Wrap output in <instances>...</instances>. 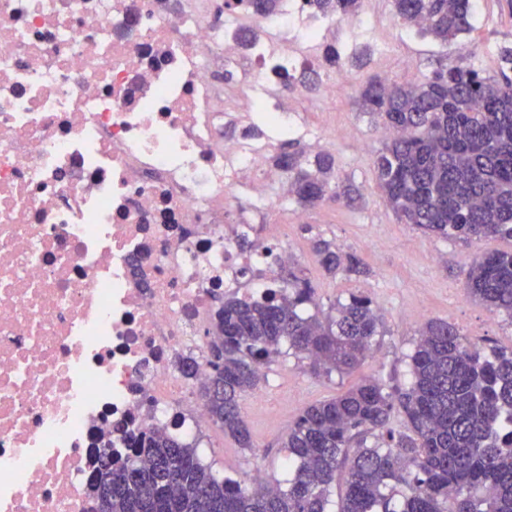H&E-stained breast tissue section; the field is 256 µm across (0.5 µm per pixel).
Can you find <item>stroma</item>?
<instances>
[{
    "label": "stroma",
    "instance_id": "1",
    "mask_svg": "<svg viewBox=\"0 0 512 512\" xmlns=\"http://www.w3.org/2000/svg\"><path fill=\"white\" fill-rule=\"evenodd\" d=\"M358 14L367 18V25L353 29L336 21V42L348 55L370 48V65L350 70L349 82L336 94L288 90L283 97L306 127L301 143L309 153L324 149L332 154L337 178L358 186L363 200L353 206L327 204L302 211L283 184L276 210L257 214L251 235L263 241L276 237L288 245L295 269L315 289L319 309L353 293L371 297L382 318L380 334L364 363L344 376H315L305 361L291 355L272 364L266 380L241 401L251 448L238 447L212 424L204 427L198 440L200 458L221 477L244 480L259 472L270 483L285 482L288 451L281 442L303 409L336 396L363 377L390 386L409 384L407 356L428 321H446L482 347L512 348V320L472 300L464 276L481 253L512 244L491 239L471 245L427 236L414 225L401 223L377 185L374 159L385 141L382 127L366 113L359 97L369 76L418 84L455 61L483 76H496L500 48L512 46V0H474L472 32L445 43L403 25L391 0H361ZM318 236L357 254L368 274L323 275L312 251Z\"/></svg>",
    "mask_w": 512,
    "mask_h": 512
}]
</instances>
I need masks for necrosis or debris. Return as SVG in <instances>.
<instances>
[{
  "label": "necrosis or debris",
  "mask_w": 512,
  "mask_h": 512,
  "mask_svg": "<svg viewBox=\"0 0 512 512\" xmlns=\"http://www.w3.org/2000/svg\"><path fill=\"white\" fill-rule=\"evenodd\" d=\"M248 27L243 52L212 0H0V512H90L106 441L202 429L172 361L253 261L238 201L273 207L283 79L330 30L305 0Z\"/></svg>",
  "instance_id": "obj_1"
}]
</instances>
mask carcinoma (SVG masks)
<instances>
[{
  "instance_id": "carcinoma-1",
  "label": "carcinoma",
  "mask_w": 512,
  "mask_h": 512,
  "mask_svg": "<svg viewBox=\"0 0 512 512\" xmlns=\"http://www.w3.org/2000/svg\"><path fill=\"white\" fill-rule=\"evenodd\" d=\"M321 17H348L360 0H306ZM395 16L446 42L471 30L472 0H393ZM267 15L278 0H224ZM326 66H367L369 52L346 57L323 47ZM499 78L457 63L408 86L370 77L363 105L393 132L375 160L379 188L398 218L443 239L512 241V47L499 51ZM318 88L315 71L288 74V86ZM272 166L288 174V195L306 209L326 201L361 200L352 182L332 181L334 159L307 154L297 139L281 143ZM241 251L275 258L271 246L244 236ZM312 249L322 272L363 275L366 267L321 237ZM468 295L512 321V250L484 253L466 273ZM210 367L198 397L209 420L242 448L252 447L239 399L287 347L329 377L352 372L368 356L381 318L373 301L350 294L326 312L308 279L288 277L260 299L213 296ZM411 384L403 389L363 378L335 397L306 408L283 447L293 469L288 487L246 486L218 479L195 444L168 429L129 435L123 455L107 442L96 475L97 498L110 512H328L330 487L346 469L336 512H512V348H478L446 321H429L408 355ZM175 369L196 378L195 353L175 357ZM402 414L409 433L392 428ZM402 486L394 495L393 485Z\"/></svg>"
}]
</instances>
